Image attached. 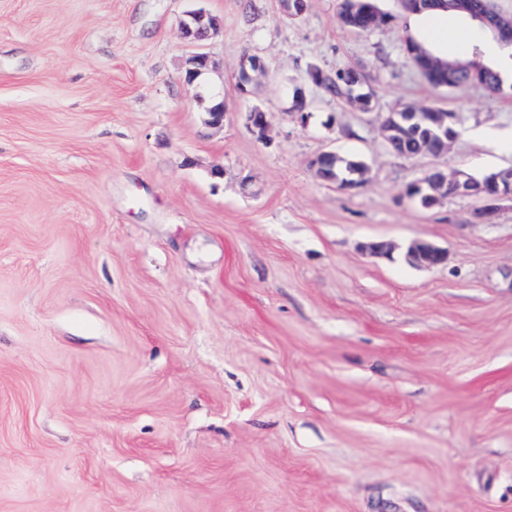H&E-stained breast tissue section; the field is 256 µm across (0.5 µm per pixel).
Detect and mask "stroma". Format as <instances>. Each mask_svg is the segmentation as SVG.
Listing matches in <instances>:
<instances>
[{"mask_svg": "<svg viewBox=\"0 0 512 512\" xmlns=\"http://www.w3.org/2000/svg\"><path fill=\"white\" fill-rule=\"evenodd\" d=\"M338 5L204 0L211 129L188 0H0V512H512V203L483 222L406 194L434 165H512V96L432 88L400 0L363 34ZM475 45L496 47L449 17V56ZM246 51L265 73L243 99ZM311 65L363 66L377 114L305 85ZM403 102L455 112L443 157L385 149ZM329 148L362 187L316 178ZM416 240L447 264L409 265ZM179 27L190 43L202 44L216 33L219 21L203 9H190L183 14ZM212 68V61L208 54L195 52L186 60L184 80L188 86H195L196 80L203 74H207ZM246 128L261 141H266L270 127L269 113L261 106L249 108L245 115Z\"/></svg>", "mask_w": 512, "mask_h": 512, "instance_id": "stroma-1", "label": "stroma"}]
</instances>
